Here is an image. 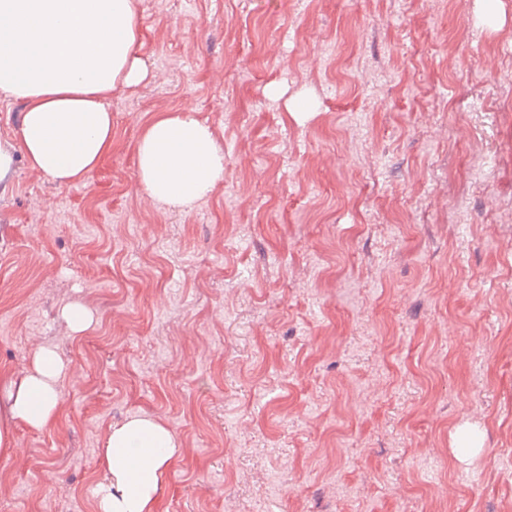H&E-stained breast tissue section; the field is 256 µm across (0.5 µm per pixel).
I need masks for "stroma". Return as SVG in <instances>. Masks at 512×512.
<instances>
[{"instance_id": "1", "label": "stroma", "mask_w": 512, "mask_h": 512, "mask_svg": "<svg viewBox=\"0 0 512 512\" xmlns=\"http://www.w3.org/2000/svg\"><path fill=\"white\" fill-rule=\"evenodd\" d=\"M135 2L101 166L0 180V370L68 365L0 512H96L138 415L180 446L160 512H512V0ZM183 111L224 179L179 212L135 146Z\"/></svg>"}]
</instances>
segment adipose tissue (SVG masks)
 Masks as SVG:
<instances>
[{"instance_id": "obj_1", "label": "adipose tissue", "mask_w": 512, "mask_h": 512, "mask_svg": "<svg viewBox=\"0 0 512 512\" xmlns=\"http://www.w3.org/2000/svg\"><path fill=\"white\" fill-rule=\"evenodd\" d=\"M140 37L133 0H0V94L24 104L18 147L33 169L61 185L86 181L98 169L112 147L105 99L149 77L137 53ZM135 154L146 193L179 211L224 177L223 152L191 112L156 119ZM64 373L58 356L42 347L23 376L0 373L9 393L0 410L1 454H10L16 426L44 430L57 422ZM178 456L171 430L152 418L112 427L99 457L109 483L97 512H158Z\"/></svg>"}]
</instances>
